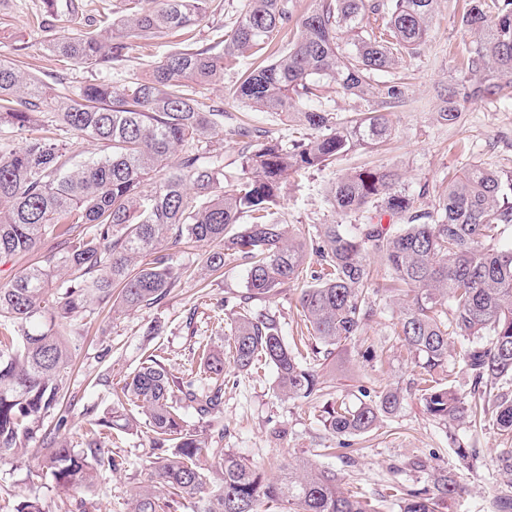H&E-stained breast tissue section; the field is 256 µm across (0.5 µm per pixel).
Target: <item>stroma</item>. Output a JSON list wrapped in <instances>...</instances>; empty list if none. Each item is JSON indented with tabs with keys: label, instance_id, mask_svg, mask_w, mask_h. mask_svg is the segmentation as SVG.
<instances>
[{
	"label": "stroma",
	"instance_id": "35a3bbf8",
	"mask_svg": "<svg viewBox=\"0 0 512 512\" xmlns=\"http://www.w3.org/2000/svg\"><path fill=\"white\" fill-rule=\"evenodd\" d=\"M245 0H213L207 16L193 30L195 46L212 43L219 26L229 25ZM79 14L58 13L48 26H40L44 0H7L0 9V59L20 61L24 69L54 89H76L95 76L114 82L133 73L145 74L152 61L182 48L184 40L163 35L147 40L128 58L91 72L55 56L47 48L53 30L90 31L98 27V12L109 6L111 16H120L122 0H82ZM464 0H441L425 45L405 55L388 79L406 78L403 100L385 107L376 98L361 99L338 93L334 86L322 92L321 105L350 116L357 112L391 109L393 131L379 151L359 147L343 156L335 169L293 175L282 190L288 223L296 232L308 234L315 225L337 221L326 201V189L338 175L360 167L396 169L409 189L430 208L448 181L473 165L512 171V100L488 96L466 103L457 122L441 119L447 106L448 88L459 79V70L471 36L461 30L457 15ZM238 73L228 70L223 83L200 88L201 96L224 106V124L245 121L272 131L292 135L287 122L234 102L231 93ZM209 246L188 242L174 256L181 271L176 288L162 302L129 313L114 314L97 309L77 322L72 336L73 361L64 377L65 402L72 416L87 406L106 414L113 402V389L139 369L145 359L143 328L159 325L153 341L174 376H182L192 356L194 343L204 341L225 350V328L212 319L222 301L242 294L248 267L229 258L223 272L201 275L200 267ZM293 286L277 289L255 300L256 309L278 322L286 341L298 338L303 320ZM399 314L398 300L380 301L357 341L340 348L324 360L326 396L306 401L278 397L275 371L261 363L240 372L224 367V445L248 463L274 477L281 466L309 459L332 468L347 487L368 497L384 493L392 483L423 490L428 473L451 469L464 484V493L441 505L439 512H496L500 498H512V481L500 475L497 457L506 442L492 422L473 427L441 422L424 411L414 381L417 369L403 340L392 332ZM388 385L407 395L403 410L369 436L351 440L343 448L319 420L326 397L356 402L363 386ZM478 448L473 467L458 460L457 445ZM112 449L127 460L124 470L102 474L91 489L66 491L58 488L41 465L37 441L26 444L23 454L0 458V512H15L20 501L39 499L43 512H127V501L147 482L156 460L148 439L139 431L121 434Z\"/></svg>",
	"mask_w": 512,
	"mask_h": 512
}]
</instances>
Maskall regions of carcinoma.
<instances>
[{
  "label": "carcinoma",
  "instance_id": "carcinoma-1",
  "mask_svg": "<svg viewBox=\"0 0 512 512\" xmlns=\"http://www.w3.org/2000/svg\"><path fill=\"white\" fill-rule=\"evenodd\" d=\"M438 0H315L294 15L293 0H247L229 29L206 48L186 47L124 83L96 81L52 95L36 76L0 60V126L24 130L49 112L62 132L99 141V160L70 165L66 143L37 136L16 146L0 137V260L56 252L0 285V454L19 455L36 439L42 465L64 490L89 488L99 472H118L126 459L112 453L114 434L133 426L128 414L84 411L80 448L45 416L60 406L72 360L67 336L93 307L128 312L164 299L177 287L174 252L187 240L212 245L203 269L215 273L234 256L248 265V295L230 323L229 354L239 371L259 361L276 370V390L288 400L325 388L318 355L354 340L379 294L367 262L381 255L406 297L394 324L420 369V401L443 422L490 420L512 436V244L498 245L512 226V172L474 165L450 182L430 210L392 169L361 168L329 187L331 209L354 224H319L299 238L277 211L283 184L298 172L325 170L358 146L376 149L392 134L389 114L341 116L310 106L327 84L358 98L391 104L404 93L398 81L379 82L403 55L423 46ZM211 0H124L123 14L96 31L63 33L49 49L84 67L129 53L132 43L189 29ZM472 34L448 100L481 98L512 89V0H466L459 18ZM292 36L272 56L283 30ZM251 59L233 91L245 107L298 123V138L273 136L246 123L224 128V107L196 87L224 81V71ZM241 140L243 177L224 188V134ZM399 220L383 226L384 216ZM317 257L318 268L311 265ZM305 282L298 304L307 335L305 355L283 338L277 321L249 306L295 282ZM460 342V370L471 380L460 393L435 374L445 371ZM198 370L173 376L151 353L121 387L122 403L146 417L147 434L165 453L132 495L130 512H172L184 500L200 512H382L377 500L343 487L336 472L309 460L285 466L269 480L229 448L224 428L202 437L184 425L190 403L210 424L222 413L224 357L197 347ZM211 383L195 390L196 378ZM358 403L331 402L325 429L344 439L365 436L402 409L399 388H363ZM214 465L206 468L202 460ZM219 487L210 491V474ZM431 491L391 487L399 512H438L440 502L465 491L449 471L430 474Z\"/></svg>",
  "mask_w": 512,
  "mask_h": 512
}]
</instances>
